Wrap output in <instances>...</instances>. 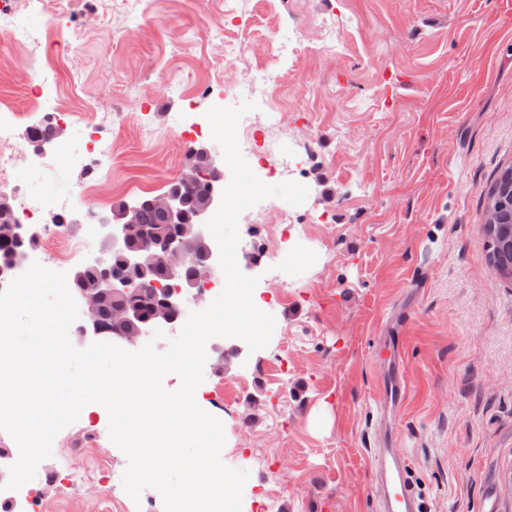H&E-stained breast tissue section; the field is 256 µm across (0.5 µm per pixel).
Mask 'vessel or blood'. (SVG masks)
Listing matches in <instances>:
<instances>
[{
	"label": "vessel or blood",
	"mask_w": 512,
	"mask_h": 512,
	"mask_svg": "<svg viewBox=\"0 0 512 512\" xmlns=\"http://www.w3.org/2000/svg\"><path fill=\"white\" fill-rule=\"evenodd\" d=\"M407 395L405 379L395 374L385 380L379 397L400 406L405 403ZM373 460L376 478L383 490L380 512H419L420 503L409 479L405 457L397 449L384 447L375 449Z\"/></svg>",
	"instance_id": "obj_1"
}]
</instances>
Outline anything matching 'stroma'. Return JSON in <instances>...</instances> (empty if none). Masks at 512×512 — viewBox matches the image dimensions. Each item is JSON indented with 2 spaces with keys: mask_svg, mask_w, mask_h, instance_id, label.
<instances>
[{
  "mask_svg": "<svg viewBox=\"0 0 512 512\" xmlns=\"http://www.w3.org/2000/svg\"><path fill=\"white\" fill-rule=\"evenodd\" d=\"M26 24L39 89L0 74V120L37 125L64 113L46 163L19 157L15 214L52 201L81 207L165 193L188 161L184 128L214 106H234L269 83L276 121L255 110L240 150L264 183L308 187L299 206L269 198L239 219L238 265L256 258L253 301L272 314L267 347L208 360L222 394L197 403L224 426L223 462L250 472L266 512H379L373 450L392 436L422 512H512V280L487 261L486 196L512 165V0H50ZM237 16L238 25L224 22ZM97 26L75 40L89 18ZM336 53L320 51L321 19ZM248 37L255 52L227 66ZM303 51L274 59L272 42ZM95 119L120 150L94 171L69 165L81 121ZM97 180L82 201L75 187ZM404 331L400 361L382 348ZM403 372L407 404L390 429L377 387ZM100 404L52 443L47 465L85 474L88 512H164L160 493L132 499L126 455L109 438ZM82 444L83 457L67 455Z\"/></svg>",
  "mask_w": 512,
  "mask_h": 512,
  "instance_id": "stroma-1",
  "label": "stroma"
}]
</instances>
